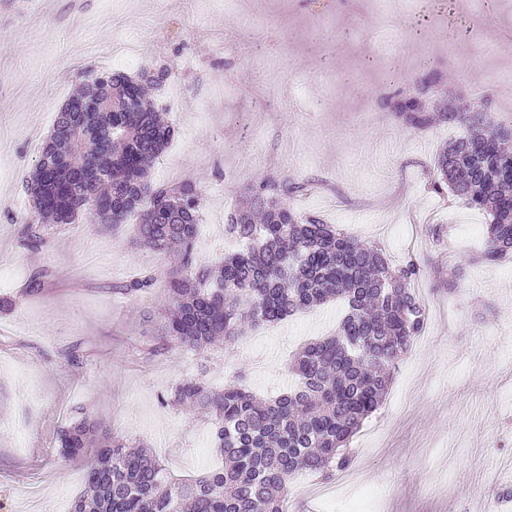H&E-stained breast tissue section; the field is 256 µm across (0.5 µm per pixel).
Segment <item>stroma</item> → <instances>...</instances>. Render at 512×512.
I'll list each match as a JSON object with an SVG mask.
<instances>
[{
  "mask_svg": "<svg viewBox=\"0 0 512 512\" xmlns=\"http://www.w3.org/2000/svg\"><path fill=\"white\" fill-rule=\"evenodd\" d=\"M0 0V512H69L87 460L57 453L68 420L97 421L110 435L154 450L178 478L220 466L212 426L164 404L185 377L212 387L242 379L257 397L288 390L292 354L333 333L329 303L250 330L205 353L159 349L167 290L126 295L114 282L143 269L166 276L172 256L79 218L50 228L32 252L21 231L32 211L25 178L84 68L129 75L161 64L155 94L175 129L155 181L197 182L203 193L198 264L237 249L227 211L262 176L284 172L318 184L295 209L393 263L424 265L426 347L396 367L380 408L353 436L356 483L316 512H512V259L468 266L485 217L429 190L434 160L458 135L399 126L380 100L437 73L449 97L490 90L494 122L512 127V0ZM469 40L443 42L450 25ZM266 109L254 111L255 99ZM467 265L456 290L449 261ZM45 285L31 293L35 271ZM85 359L68 363L72 348Z\"/></svg>",
  "mask_w": 512,
  "mask_h": 512,
  "instance_id": "stroma-1",
  "label": "stroma"
}]
</instances>
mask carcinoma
<instances>
[{"instance_id": "carcinoma-1", "label": "carcinoma", "mask_w": 512, "mask_h": 512, "mask_svg": "<svg viewBox=\"0 0 512 512\" xmlns=\"http://www.w3.org/2000/svg\"><path fill=\"white\" fill-rule=\"evenodd\" d=\"M80 77L27 181L33 201L31 224L23 230L27 248L42 249L45 228L72 224L84 213L115 226L136 218L141 245L179 258L166 281L169 348L205 352L220 340L234 342L248 326L332 301L344 302L347 312L336 334L297 354L290 364L297 383L275 399L256 397L239 380L222 389L199 377L175 385L168 402L211 418L214 448L224 459L223 467L202 476L176 478L150 450L102 436L85 418L62 425V455L80 459L98 448L71 512H286L285 490L295 472L311 470L331 481L350 467L353 435L377 410L396 365L426 329V308L414 288L421 264L409 257L393 266L380 246L297 211L291 199L313 184L273 174L226 215L224 232L246 248L217 266L198 265L200 188L150 178L174 131L145 85L161 86L169 68L135 76L87 69ZM482 100L444 103L429 89L412 101L399 90L381 105L414 131L434 124L461 130L439 152L431 189L487 215L476 263L493 264L512 257V152L504 147L512 129L493 126L478 111ZM156 283L145 270L112 287L140 295Z\"/></svg>"}]
</instances>
